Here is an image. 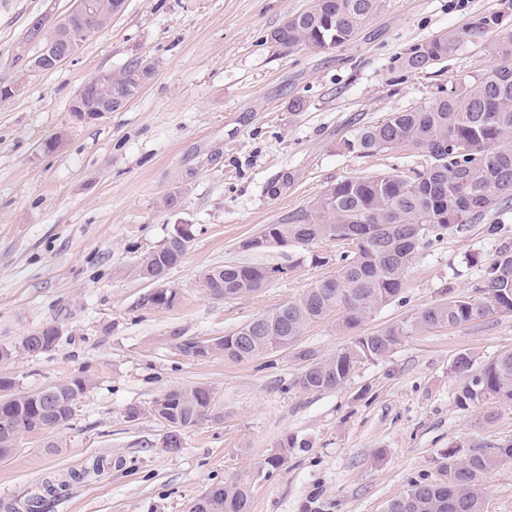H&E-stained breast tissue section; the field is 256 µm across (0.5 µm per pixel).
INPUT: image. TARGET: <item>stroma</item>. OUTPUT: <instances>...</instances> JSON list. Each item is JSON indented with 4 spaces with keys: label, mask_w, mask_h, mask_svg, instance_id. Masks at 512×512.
<instances>
[{
    "label": "stroma",
    "mask_w": 512,
    "mask_h": 512,
    "mask_svg": "<svg viewBox=\"0 0 512 512\" xmlns=\"http://www.w3.org/2000/svg\"><path fill=\"white\" fill-rule=\"evenodd\" d=\"M309 0H125L110 23L57 68L14 65L37 19H64L75 0H0V346L47 325L61 336L46 353L0 362L13 392H36L74 377L91 388L68 425L23 435L0 461V512H26L44 479L104 461L44 512H187L215 485L246 484L249 512H384L412 480L441 478L442 453L512 442V405L485 400L461 408L472 372L512 351V313L407 337L387 358L362 363L333 391H306L292 350L233 363L194 359L181 340H211L298 297L331 277L342 241L244 249L265 225L300 214L330 184L426 168L424 152L371 156L341 150L359 126L408 112L470 81L496 62L488 47L512 33V0H378L347 44L286 51L267 36ZM497 15L485 43L409 72V49L476 15ZM143 60L152 76L123 109L79 121L70 105L101 72ZM302 100V111L290 109ZM59 146L45 150L48 139ZM290 183H283V176ZM279 184L271 194V184ZM175 205H167L169 195ZM194 239L167 276L169 308L145 305L151 282L142 258L174 225ZM497 225L489 235L488 225ZM512 247V207L449 231L409 266L400 300L372 311L366 334L442 299L470 294L501 246ZM323 256L312 263L311 254ZM286 268L267 288L237 298L211 295L203 272L224 263ZM213 390L211 418L164 446L169 427L150 414L166 391ZM137 406V419L126 415ZM297 448L276 468L266 459L286 438ZM485 512H512V461L480 479Z\"/></svg>",
    "instance_id": "1"
}]
</instances>
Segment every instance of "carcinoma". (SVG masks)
Here are the masks:
<instances>
[{
  "label": "carcinoma",
  "instance_id": "obj_1",
  "mask_svg": "<svg viewBox=\"0 0 512 512\" xmlns=\"http://www.w3.org/2000/svg\"><path fill=\"white\" fill-rule=\"evenodd\" d=\"M377 0H311V4L273 29L270 41L284 50L305 47L314 52L349 42L372 15ZM499 26V18L480 15L464 27L435 36L409 50L404 67L416 71L457 54L464 46L483 41ZM496 64L471 82H459L448 93L409 112H394L384 121L360 126L343 141L345 150L371 156L385 149L411 147L427 153L429 166L412 175L382 173L353 177L331 185L311 210L294 215L283 224H268L259 234L265 248L296 244L309 248L319 240L347 242L349 250L338 258L336 274L316 282L299 297L289 300L237 331L211 342L205 351L193 350L190 340L178 344L188 357L216 354L232 362L250 361L298 345L306 329L336 317V331L348 333L381 305L400 297L409 265L419 250L453 229L476 224L487 213L512 205V34L492 47ZM14 62L30 72L52 69L43 53L19 51ZM150 65L136 62L112 75L107 97L112 105L134 99L151 74ZM193 237L169 235L140 264V275L151 279L170 270L185 255ZM280 267L226 263L203 272L205 288L215 296L235 298L259 291L282 278ZM177 298L172 288L149 295L153 307H170ZM498 313H512V248L504 246L484 271L476 294L449 296L370 334L354 336L336 353L320 358L310 349L296 356L305 363L298 385L309 391L336 390L350 379L358 364L386 358L402 341L441 325H460ZM59 340L47 325L13 347H0V360L25 352L52 350ZM89 381L72 378L51 387V410L45 409L44 391L15 395L0 403V418L11 431L0 427V458L17 448L25 433L57 429L72 418L70 405L86 394ZM493 398L512 404V352L499 355L472 375L457 396L466 408ZM213 392L202 385L173 388L153 402L151 411L163 421L182 428L198 425L211 415ZM296 447L290 438L279 444L265 464L279 466ZM443 479L413 480L391 500L386 512H484L481 476L512 460V443L491 451L472 448L459 454L450 448L443 456ZM245 484L216 486L208 497L198 498L190 512H248Z\"/></svg>",
  "mask_w": 512,
  "mask_h": 512
}]
</instances>
